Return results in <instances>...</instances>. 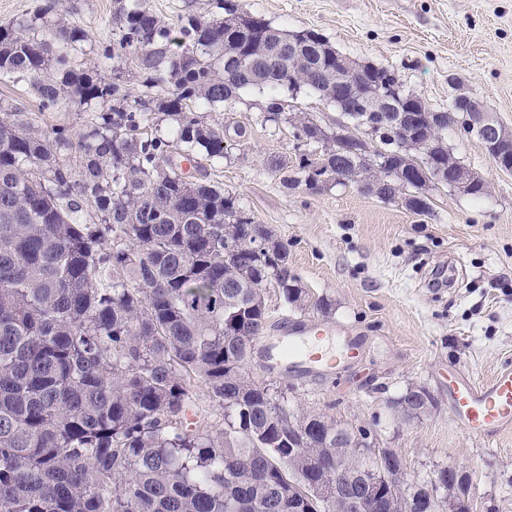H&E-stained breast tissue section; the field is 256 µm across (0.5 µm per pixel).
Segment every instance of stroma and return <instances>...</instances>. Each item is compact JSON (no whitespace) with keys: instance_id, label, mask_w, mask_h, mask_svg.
Returning <instances> with one entry per match:
<instances>
[{"instance_id":"1","label":"stroma","mask_w":512,"mask_h":512,"mask_svg":"<svg viewBox=\"0 0 512 512\" xmlns=\"http://www.w3.org/2000/svg\"><path fill=\"white\" fill-rule=\"evenodd\" d=\"M241 11L288 31L314 29L341 54L388 68L435 111L456 89L483 100L512 130V0H236ZM113 0H65L69 19L93 43L112 38ZM267 91H242L232 108H200L226 134L211 180L237 196L257 222L288 245L289 260L312 307L267 305L272 323L289 318L340 324L362 346L343 369L309 381L282 377L288 406L323 413L375 447L395 451L409 481L429 483L452 465L470 478V512H512V431L492 440L469 435L448 395L450 373L487 381L512 366V172L496 169L476 138L456 126L442 138L483 177L475 198L440 187L432 210L416 215L356 185L311 194L284 189L273 163L294 157L293 128L266 121ZM245 137H237V130ZM429 390L436 407L401 418L394 402L407 387Z\"/></svg>"}]
</instances>
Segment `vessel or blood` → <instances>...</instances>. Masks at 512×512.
<instances>
[{"instance_id": "vessel-or-blood-1", "label": "vessel or blood", "mask_w": 512, "mask_h": 512, "mask_svg": "<svg viewBox=\"0 0 512 512\" xmlns=\"http://www.w3.org/2000/svg\"><path fill=\"white\" fill-rule=\"evenodd\" d=\"M358 349V339L343 328L295 318L283 323L281 337L268 345L267 354L272 367L284 364L290 373L307 378L334 371ZM450 394L454 413L469 434L488 439L512 428V367L483 383L452 380Z\"/></svg>"}]
</instances>
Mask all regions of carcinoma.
Wrapping results in <instances>:
<instances>
[{
    "mask_svg": "<svg viewBox=\"0 0 512 512\" xmlns=\"http://www.w3.org/2000/svg\"><path fill=\"white\" fill-rule=\"evenodd\" d=\"M47 0L21 23L0 25V81L23 83L38 112L0 98V512H288L293 483L310 485L336 463L334 420L288 409L287 391L240 382L251 349L272 329L265 294L301 306L306 292L288 245L259 256L239 234L236 196L207 180L224 158V130L196 114L248 88L267 89L266 120L282 119L289 87L338 107L343 55L314 30L288 33L261 16L244 34L225 17L193 13L172 26L144 0H113L112 43L99 72L75 64L87 33ZM294 45L293 71L260 47ZM367 65L358 85L387 79ZM169 88L130 98L128 83ZM84 108L82 128L41 114ZM169 120L174 129L161 133ZM295 161L282 184L311 194L309 171L358 172L379 193H400L395 143L377 168L336 145L302 143L311 116L296 114ZM224 412L198 416L199 393ZM315 419L285 432L278 415ZM304 454L288 462L291 442ZM416 512H433L448 470L422 485Z\"/></svg>",
    "mask_w": 512,
    "mask_h": 512,
    "instance_id": "obj_1",
    "label": "carcinoma"
}]
</instances>
